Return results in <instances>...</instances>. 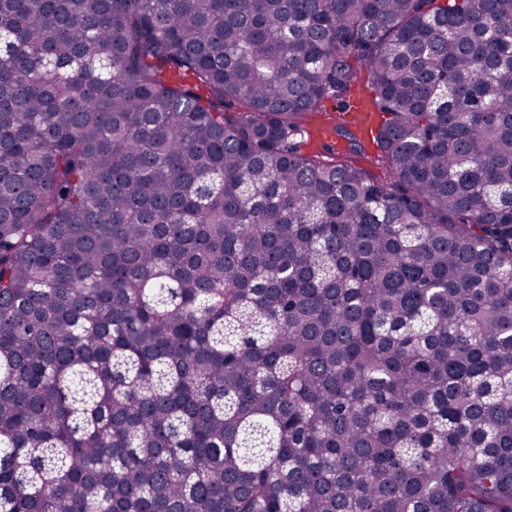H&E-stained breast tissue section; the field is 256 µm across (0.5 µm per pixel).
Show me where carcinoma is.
Here are the masks:
<instances>
[{"label":"carcinoma","mask_w":512,"mask_h":512,"mask_svg":"<svg viewBox=\"0 0 512 512\" xmlns=\"http://www.w3.org/2000/svg\"><path fill=\"white\" fill-rule=\"evenodd\" d=\"M0 512H512V0H0ZM355 88H357V87H355ZM355 88H353L351 90V93L345 94L339 100L338 99H329L325 102L326 112H328L330 114H336L332 117V121L334 123L337 124L342 119H345V116H350L353 120H355L360 117V113L364 112L362 109V106L357 101H350L346 107H344L341 111H339V112H343L345 114H337L335 112L338 109L339 103L342 100L345 101V100H348L349 98H351L352 93ZM322 114H317L315 116L309 117L307 119V122L304 124V133L302 136H298L297 141L301 142V148L302 151L305 153H316V154H322L324 157L323 159H327L334 157L332 153H330L328 150H333L336 155L345 156L352 158L357 164L363 165L365 167L371 168L372 173L376 177H380L382 175L381 170L371 167L370 164L365 162L364 156L359 155L352 151V148L350 146V142L339 136L337 133L334 132L332 135L324 138H317L316 137V130L320 123V118L322 117Z\"/></svg>","instance_id":"carcinoma-1"}]
</instances>
